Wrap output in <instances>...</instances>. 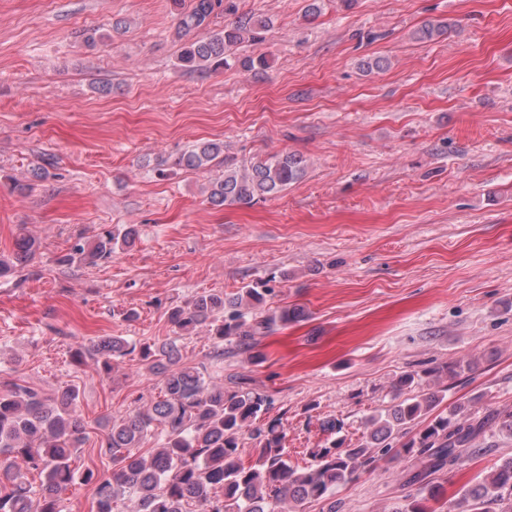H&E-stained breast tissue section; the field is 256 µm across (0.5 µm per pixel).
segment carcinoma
<instances>
[{"label": "carcinoma", "instance_id": "obj_1", "mask_svg": "<svg viewBox=\"0 0 512 512\" xmlns=\"http://www.w3.org/2000/svg\"><path fill=\"white\" fill-rule=\"evenodd\" d=\"M224 10V0H196L178 12L177 35L196 37L182 47L178 64L183 69L216 71L229 66V52L245 39L256 40L268 20L242 14L220 31L209 29L211 18ZM224 165L222 174L208 184L214 206L249 205L272 197L305 175V164L295 154H273L250 165H237L224 157V142L192 146L174 159L172 167L205 171ZM136 234L101 232L93 243L76 242L61 262L95 264L112 258L120 245ZM17 252L0 256V278L26 264L37 248L34 237L21 233ZM269 281L247 284L226 297L204 293L185 306L168 312L178 333L207 329L213 344L212 361L224 362V341L252 351L259 337L301 316L298 308L265 311ZM179 338L161 346H137L121 336L94 343L78 351L79 365L93 364L110 374L114 364L138 353L150 372L158 375L160 395L120 423H112L101 448L112 458V472L86 479L93 485L95 512H112L118 498H135L136 512H281L290 500L305 504L326 500L336 487L357 475L379 455L393 450L394 440L409 439L397 453L413 458L411 480L420 485V496L401 512H447L434 491V476L462 462L474 447L484 422L464 415L458 407L450 415L433 411L444 400L440 391L423 388L418 372L401 376L392 399L396 403L365 420L369 432L358 444L332 440L312 452L313 463L293 468L285 452L282 422H265L273 398L251 389L228 391L199 367L180 365ZM79 393L68 386L53 396L28 386L11 384L0 391V512H62L61 493L73 481V449L84 440L85 425L76 412ZM161 427L159 447L149 457L132 452ZM252 440L258 457L244 466L239 448ZM38 476L39 486L30 477ZM467 512H512V457L503 460L482 482L460 491ZM196 510H188L189 506Z\"/></svg>", "mask_w": 512, "mask_h": 512}]
</instances>
